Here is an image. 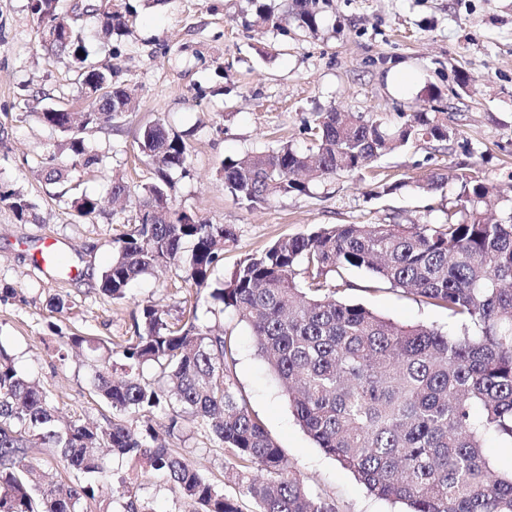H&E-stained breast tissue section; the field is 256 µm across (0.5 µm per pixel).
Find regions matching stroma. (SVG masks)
<instances>
[{"instance_id": "obj_1", "label": "stroma", "mask_w": 512, "mask_h": 512, "mask_svg": "<svg viewBox=\"0 0 512 512\" xmlns=\"http://www.w3.org/2000/svg\"><path fill=\"white\" fill-rule=\"evenodd\" d=\"M127 26L110 44L88 37L91 61L111 59L112 82L133 91L135 104L113 126L84 134L103 158L101 172L75 166L68 134L46 126L49 107L74 111L84 94L68 59L45 44L29 0H0V185L21 189L34 205L19 219L0 203V345L17 370L55 397L61 415L100 422L110 406L94 395L88 352L68 350L63 337L99 336L124 343L134 334L143 303L168 318L196 305L201 327L223 330L233 344L232 378L253 416L283 451L309 492L336 512H404L371 494L303 431L251 327L221 309L208 291L195 292L183 268L171 265L139 276L128 298L113 300L99 288L114 238L134 220L153 166L136 143L141 128L158 124L188 144L185 171H173L172 210L232 228L236 240L210 282L219 287L240 260L273 242L325 224H444L454 211L462 174L488 179L500 194L496 216L512 212V0H314L317 28L303 25L295 0H115ZM272 12L274 24L259 18ZM406 83L396 88L393 77ZM438 100H429V92ZM443 106L448 138L419 139L380 157L369 168L313 180L308 193L250 209L224 187V163L290 143L303 148L317 115L356 112L393 128L417 112ZM60 168L78 192L100 199L82 217L53 196L47 166ZM437 174L446 180L426 190ZM130 193L111 202L113 177ZM396 190L382 194L383 185ZM83 271L73 280L43 271L33 259L44 242ZM340 298L400 324L454 331L446 309L427 304L359 269L344 270ZM68 313L52 312L56 294ZM168 445L194 462L224 493L239 497L224 449L194 422L181 420ZM104 479H131L146 512H189L167 478L132 470L105 455Z\"/></svg>"}]
</instances>
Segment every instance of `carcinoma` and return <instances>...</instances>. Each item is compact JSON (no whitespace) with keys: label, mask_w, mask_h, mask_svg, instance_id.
Listing matches in <instances>:
<instances>
[{"label":"carcinoma","mask_w":512,"mask_h":512,"mask_svg":"<svg viewBox=\"0 0 512 512\" xmlns=\"http://www.w3.org/2000/svg\"><path fill=\"white\" fill-rule=\"evenodd\" d=\"M109 3L86 8L108 40L125 26ZM30 9L40 27L59 21L53 48L68 56L85 93L105 91L79 116L55 108L42 113L45 124L71 134L79 164L98 172L102 158L87 151L78 131L112 124L131 93L112 87L111 62L87 63L84 39L62 0H30ZM310 133L303 150L287 143L226 162L224 187L251 208L308 193L307 173L356 172L412 139L448 137L439 117L427 112L389 129L332 110L318 115ZM137 144L151 158L156 181L145 187L134 223L113 239L99 288L120 300L139 276L182 264L200 292L234 233L185 213L172 217L165 186L171 171L186 170L182 138L156 124L141 130ZM495 192L494 185L464 175L446 224H332L281 238L239 262L210 293L250 325L259 353L317 446L407 512H512V472L497 471L483 452L487 437L512 442V212L505 219L487 212ZM57 198L70 200L84 217L98 208L85 194L64 191ZM0 203L22 220L34 208L13 189L0 190ZM348 268L446 309L461 333L399 324L337 300ZM68 341L98 354L93 387L112 417L90 424L59 415L51 394L21 375L0 345V512H83L82 503L102 492L90 481L103 470L102 448L165 472L191 512H242L238 499L158 443L159 431L174 435L183 417L227 450L254 512H334L308 492L252 416L231 377L232 346L224 333L199 327L194 315L171 321L147 304L135 336L121 346L119 370L111 361L112 341L76 334ZM145 364L156 370L151 381L140 373ZM161 410L169 415L165 425L155 420ZM35 448L85 481L36 484L28 463Z\"/></svg>","instance_id":"1"}]
</instances>
